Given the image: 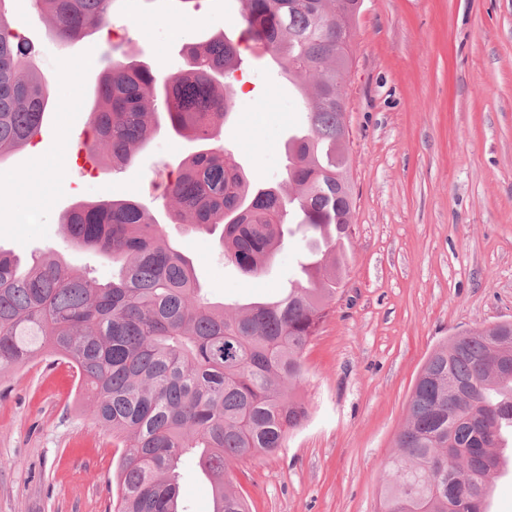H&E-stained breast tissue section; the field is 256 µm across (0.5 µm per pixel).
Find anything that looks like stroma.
<instances>
[{"mask_svg": "<svg viewBox=\"0 0 512 512\" xmlns=\"http://www.w3.org/2000/svg\"><path fill=\"white\" fill-rule=\"evenodd\" d=\"M241 0H117L111 28L64 46L34 0H10L14 28L51 81L36 147L0 160V248L22 261L54 252L99 283L112 261L73 245L61 215L106 193L149 208L190 256L204 295L247 304L301 275L302 234L261 276L225 263L213 236L168 223L162 187L195 149L158 128L113 168L82 153L98 76L125 55L174 75L186 44L239 36ZM183 37H173L169 22ZM345 78L355 200L352 255L333 310L304 354L310 417L276 454L233 462L249 512H377L383 466L428 355L455 334L512 321V0H363ZM240 107L221 131L241 168L284 178L285 146L306 128L295 87L257 53L235 73ZM74 371L50 355L0 374V512H105L121 453L88 414ZM187 512H212L193 456L180 465Z\"/></svg>", "mask_w": 512, "mask_h": 512, "instance_id": "1", "label": "stroma"}]
</instances>
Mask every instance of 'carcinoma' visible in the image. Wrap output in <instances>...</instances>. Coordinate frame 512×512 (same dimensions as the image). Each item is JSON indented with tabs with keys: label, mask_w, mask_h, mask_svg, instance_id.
Segmentation results:
<instances>
[{
	"label": "carcinoma",
	"mask_w": 512,
	"mask_h": 512,
	"mask_svg": "<svg viewBox=\"0 0 512 512\" xmlns=\"http://www.w3.org/2000/svg\"><path fill=\"white\" fill-rule=\"evenodd\" d=\"M117 0H35L52 34L77 41L109 25ZM363 0H243V36L272 59L307 105V133L288 142L283 183L258 187L218 144L236 105L240 44L189 45L185 69L163 76L114 57L91 111L90 151L112 167L151 135V107L197 150L165 187L175 221L223 226L224 258L262 274L287 225L307 241L305 282L247 307L205 300L192 261L160 223L126 199L78 202L61 224L78 247L112 258L100 284L46 253L21 266L0 250V369L47 351L75 371L90 416L120 441L113 512H180L178 468L188 454L212 479L213 512H248L228 463L275 454L309 418L303 357L347 270L354 198L349 131L337 100L352 63ZM344 48L336 50V38ZM49 82L0 0V159L41 132ZM512 430V333L454 336L427 358L385 466L381 512H487L499 434Z\"/></svg>",
	"instance_id": "1"
}]
</instances>
